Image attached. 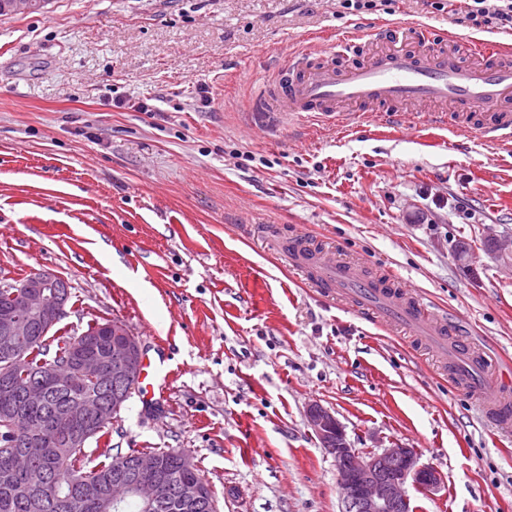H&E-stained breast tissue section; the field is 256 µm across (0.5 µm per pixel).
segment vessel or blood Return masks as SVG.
Listing matches in <instances>:
<instances>
[{"label": "vessel or blood", "instance_id": "b4317fda", "mask_svg": "<svg viewBox=\"0 0 512 512\" xmlns=\"http://www.w3.org/2000/svg\"><path fill=\"white\" fill-rule=\"evenodd\" d=\"M361 39L360 32H350L288 54L276 70L278 91L267 100L266 111L336 127L347 123L351 113L378 112L387 125L406 128L414 124L413 107L423 105L429 109L430 127H466L486 142L512 143V48L464 33L443 40L429 26L407 22L377 34L367 57L351 61ZM288 260L315 269L317 287L357 283L354 302L381 303L387 320L408 326L420 341L436 337L438 354L481 397L487 414L512 420L506 400L512 381L492 382L486 356L466 342H447L444 319L424 308L410 290H390L361 278L360 264L337 261L334 252L316 251L297 240L290 244ZM169 376L163 361L145 362L144 395L154 397Z\"/></svg>", "mask_w": 512, "mask_h": 512}]
</instances>
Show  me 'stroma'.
<instances>
[{
    "instance_id": "obj_1",
    "label": "stroma",
    "mask_w": 512,
    "mask_h": 512,
    "mask_svg": "<svg viewBox=\"0 0 512 512\" xmlns=\"http://www.w3.org/2000/svg\"><path fill=\"white\" fill-rule=\"evenodd\" d=\"M336 0H49L0 15V278L69 284L61 330L121 321L171 371L108 441L190 456L219 512H341L329 409L366 456L397 445L442 476L416 512H512V425L485 422L409 333L313 287L303 234L448 314L512 373V146L251 110L279 60L345 31ZM362 21L470 32L396 0ZM153 112L139 111V103ZM491 191H484V183Z\"/></svg>"
}]
</instances>
